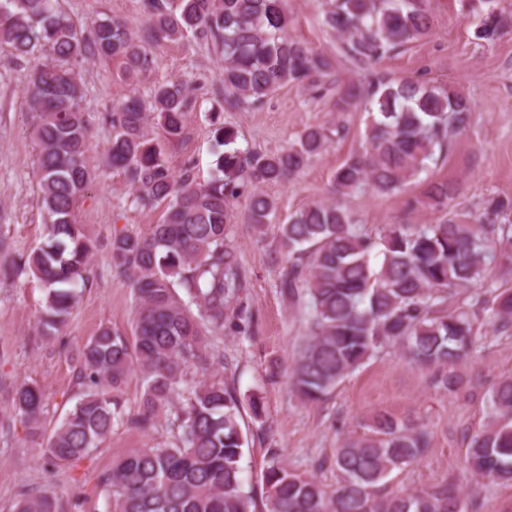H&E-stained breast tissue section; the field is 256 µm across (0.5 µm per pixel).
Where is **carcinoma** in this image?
<instances>
[{
	"label": "carcinoma",
	"instance_id": "cac0c4a2",
	"mask_svg": "<svg viewBox=\"0 0 512 512\" xmlns=\"http://www.w3.org/2000/svg\"><path fill=\"white\" fill-rule=\"evenodd\" d=\"M145 22L134 27L104 15L88 31L62 11L59 0H0V49L35 65L28 77L34 114L37 179L47 242L28 256H11L0 234V274L31 271L46 288L40 330L53 336L67 324L92 281L98 241L79 220L101 167L117 171L133 189L132 203L164 204L147 232L121 231L108 247L112 270L132 288V337L110 327L76 353L81 390L42 448L48 464L87 457L125 416L122 387L138 373L142 392L134 426L175 431L165 448H144L112 465L99 479L111 512H257L246 487L244 449L263 424L265 403L242 399L238 365L224 357V328L255 333L247 280L235 245L239 200L246 223L259 232L276 206L265 184L297 177L346 128L308 126L288 147L266 153L238 147V131L222 112L263 104L285 85L328 98L331 111L367 113L364 143L336 168L333 200L302 208L281 225L288 267L279 291L302 306L307 333L289 368L291 389L304 404H322L367 360L396 347L432 370L450 394L464 387L454 367L475 347L481 326L512 330V288L491 272L512 267V199L486 198L476 211L452 205L456 189L429 182L411 203L441 214L433 224L358 223L344 200L361 192L389 196L419 180L469 124V99L452 87L395 79L375 69L386 55L426 36L434 25L428 0H323L322 25L341 39L344 57L364 74L359 83L335 78L330 57L288 34V0H143ZM502 18L487 10L475 36L499 38ZM192 38L212 43L223 61L218 80L224 107L210 112L224 147L218 174L206 184L192 169L173 175L152 125L170 143L181 139L194 106L188 81L138 89L154 65L153 44ZM118 65L131 87L112 105L105 164L92 155V124L83 107L81 65ZM31 439L44 435L45 395L22 384L13 398ZM489 421L469 437L471 475L512 485V377L488 392ZM431 436L423 425L377 412L366 431L339 443L330 460L335 483L290 468L270 448L262 472L265 512H467L455 483L443 478L411 493L387 490V479L418 463ZM14 512H56L46 490L19 500Z\"/></svg>",
	"mask_w": 512,
	"mask_h": 512
}]
</instances>
